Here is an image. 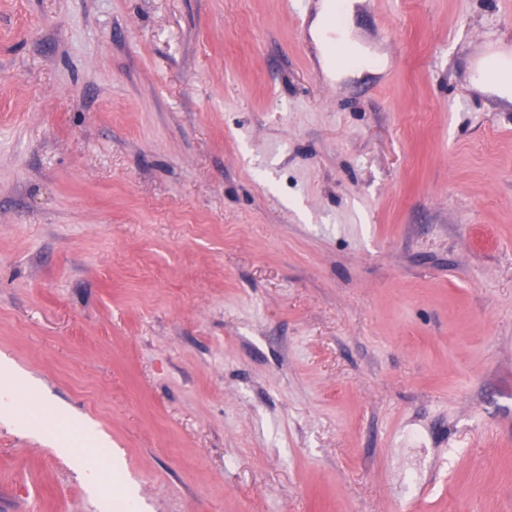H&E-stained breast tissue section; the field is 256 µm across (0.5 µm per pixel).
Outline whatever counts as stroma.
<instances>
[{"mask_svg": "<svg viewBox=\"0 0 512 512\" xmlns=\"http://www.w3.org/2000/svg\"><path fill=\"white\" fill-rule=\"evenodd\" d=\"M0 0V512H512V0ZM329 8V4L324 2L320 5V10H319V14H318V18H317V22H316V28H317V31H318V41L321 43V45L323 46V61L325 64H327V62L333 66V62H332V58L335 59V63H336V71H338L339 69H343V66L341 64V55L346 52L347 50H349V45H351V41H350V37H349V33L347 31H345L344 35L339 38V39H336V57L334 56H331L330 55V48H332L330 41L328 40V38L326 37V31H327V27H326V16H327V10ZM348 45V46H347ZM491 56L500 60L503 64L498 78L493 82H488L474 76L473 84L482 90L492 88L500 97L510 101L512 99V62L510 56L507 52H497ZM21 394L30 397H43L39 383L33 378L18 371L10 360L1 358L0 362V410L20 429H30L29 418L18 412V401ZM57 409L59 413L66 419V422L73 428V430L82 436L83 440L87 442L94 441L96 445L103 448L111 447L107 440L98 435L97 431L91 423L78 419L76 416L70 414L65 409Z\"/></svg>", "mask_w": 512, "mask_h": 512, "instance_id": "stroma-1", "label": "stroma"}]
</instances>
